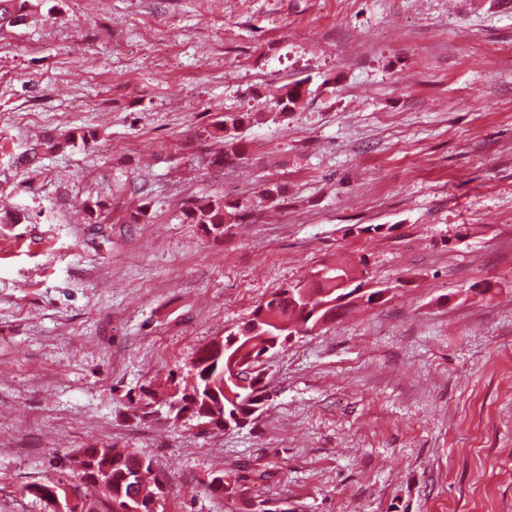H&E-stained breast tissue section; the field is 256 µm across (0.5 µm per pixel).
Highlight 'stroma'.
I'll return each instance as SVG.
<instances>
[{
	"instance_id": "35a3bbf8",
	"label": "stroma",
	"mask_w": 512,
	"mask_h": 512,
	"mask_svg": "<svg viewBox=\"0 0 512 512\" xmlns=\"http://www.w3.org/2000/svg\"><path fill=\"white\" fill-rule=\"evenodd\" d=\"M218 112L252 115L229 169ZM212 195L247 211L220 237L180 219ZM336 261L385 300L269 359L249 425L170 414L199 347ZM97 441L164 512H228L219 472L285 512H512V0H40L0 36V512ZM306 95L302 81L288 83L281 88V93L272 103L278 114L285 117L292 112Z\"/></svg>"
}]
</instances>
